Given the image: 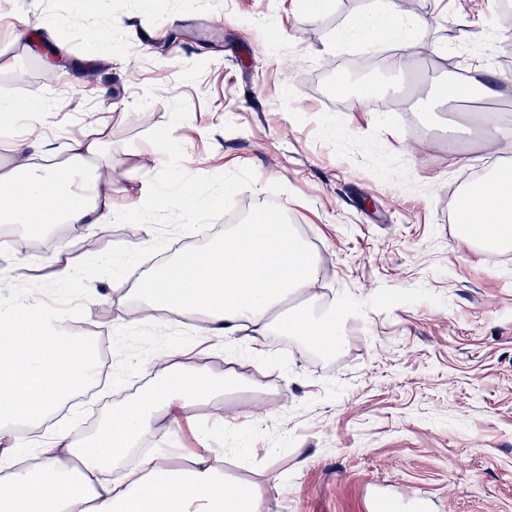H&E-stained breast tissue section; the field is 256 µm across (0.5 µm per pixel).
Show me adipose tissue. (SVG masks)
Segmentation results:
<instances>
[{"label": "adipose tissue", "mask_w": 512, "mask_h": 512, "mask_svg": "<svg viewBox=\"0 0 512 512\" xmlns=\"http://www.w3.org/2000/svg\"><path fill=\"white\" fill-rule=\"evenodd\" d=\"M425 23L423 17L398 13L394 0H375L353 30L370 39L400 35L402 52L411 55L418 47L413 34ZM510 92L511 81L489 85L473 75L448 81L434 94L452 102ZM108 131L103 118L95 138L72 140L63 167L36 162L38 149L27 139L10 141L7 156L0 158V223L23 231L1 236L0 253L23 256L29 231L102 224L143 209L140 200L117 209L88 177L108 156ZM461 195L469 201L468 239L512 242L511 182L492 176L479 189L463 188ZM318 279V261L303 240L282 219L262 212L203 249L169 260L139 283L138 293L146 307L165 311L156 325L160 332L196 312L203 318L198 335L228 338L246 331L257 352L283 322L305 346L335 348L337 320L310 313L283 321L277 316L286 301L309 294ZM43 310L39 298L17 297L0 283V512H263L254 487L227 488L219 454L194 455L174 467L153 453L113 476V465L149 432L157 411L176 422L223 397V381L186 372L175 354L165 381L113 407L94 438L66 428L54 429L43 442L22 435L20 426H41L89 383L91 349L72 333L67 316L57 315L51 325Z\"/></svg>", "instance_id": "ef3b65f1"}]
</instances>
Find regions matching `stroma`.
Masks as SVG:
<instances>
[{"mask_svg": "<svg viewBox=\"0 0 512 512\" xmlns=\"http://www.w3.org/2000/svg\"><path fill=\"white\" fill-rule=\"evenodd\" d=\"M428 24L415 38L425 52L403 59L386 46L345 39L349 24L373 0H329L314 13L303 0H96L91 18L119 13L115 54L84 36L86 21L69 0H0V98H40L50 112L21 116L14 128L42 152L66 162L69 137L89 135L88 115L108 117L112 200L145 198L164 164L146 134L169 119L168 103L184 98L190 115L173 129L184 170L216 175L252 168L237 215L282 208L320 259V301L348 310L335 351H309L299 336H270L253 354L246 334L232 343L202 340L184 357L187 369L220 379L249 378L201 405L189 421L153 419L152 447L173 462L223 451L230 485L257 487L264 512H375L370 493L383 489L422 498L429 512H512V252L487 260L454 223L461 187L512 164V96L461 104L415 106L435 83L473 70L512 79V20L488 0H420ZM55 20V39L27 48L11 26ZM165 28H158V21ZM469 36L457 40L460 28ZM58 57L47 71L45 55ZM375 60L381 79L373 96L327 74ZM102 64L97 85L86 68ZM139 179H131V171ZM95 237L101 249L146 246V225H56L34 235L44 244L36 263L0 254V277L19 267L51 274L49 256L77 263L80 250L59 251L63 238ZM155 267L141 261L121 290L99 277L93 306L75 318V334L106 353L152 358V370L111 363L109 393L121 402L165 377L163 358L189 336L160 338L141 326L137 284ZM108 308L109 319L98 308ZM133 321L113 333L110 318ZM250 419L251 429L227 430Z\"/></svg>", "mask_w": 512, "mask_h": 512, "instance_id": "obj_1", "label": "stroma"}]
</instances>
